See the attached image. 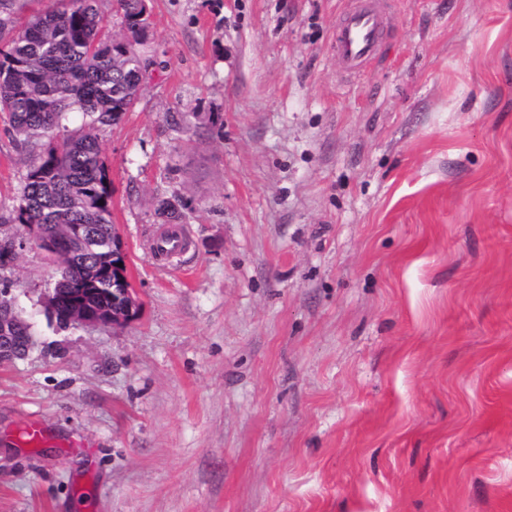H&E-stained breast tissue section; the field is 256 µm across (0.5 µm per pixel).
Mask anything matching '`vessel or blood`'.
I'll return each mask as SVG.
<instances>
[{"label":"vessel or blood","instance_id":"obj_1","mask_svg":"<svg viewBox=\"0 0 512 512\" xmlns=\"http://www.w3.org/2000/svg\"><path fill=\"white\" fill-rule=\"evenodd\" d=\"M383 15L373 0H349L336 26V52L347 76L360 75L380 55Z\"/></svg>","mask_w":512,"mask_h":512}]
</instances>
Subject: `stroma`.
Here are the masks:
<instances>
[{"label": "stroma", "instance_id": "stroma-1", "mask_svg": "<svg viewBox=\"0 0 512 512\" xmlns=\"http://www.w3.org/2000/svg\"><path fill=\"white\" fill-rule=\"evenodd\" d=\"M385 4L350 79L346 0H147L101 134L139 311L63 328L41 250L0 271L39 341L0 364V512H512V0ZM22 157L0 114V240Z\"/></svg>", "mask_w": 512, "mask_h": 512}]
</instances>
